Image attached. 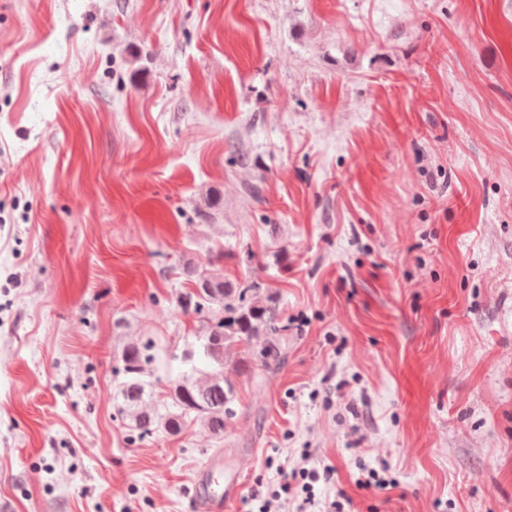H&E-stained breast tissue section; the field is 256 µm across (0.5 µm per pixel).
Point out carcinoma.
I'll return each instance as SVG.
<instances>
[{
  "label": "carcinoma",
  "mask_w": 512,
  "mask_h": 512,
  "mask_svg": "<svg viewBox=\"0 0 512 512\" xmlns=\"http://www.w3.org/2000/svg\"><path fill=\"white\" fill-rule=\"evenodd\" d=\"M180 306L195 314L217 307L228 316L207 326L205 334L197 337L198 347L184 350L182 362L189 370L171 383L161 406L146 369L152 356L137 344L127 346L122 354L124 380L116 391L118 411L140 438L157 432L174 435L193 421L221 439L225 421L234 415L236 394L225 374L224 352L232 344L251 343L264 331L268 338L263 342V364L280 365L282 346L276 338L281 331L280 312L273 296L264 297L256 288H232L223 275L206 270L194 275V288L181 296ZM199 360L202 369L196 365Z\"/></svg>",
  "instance_id": "carcinoma-1"
}]
</instances>
